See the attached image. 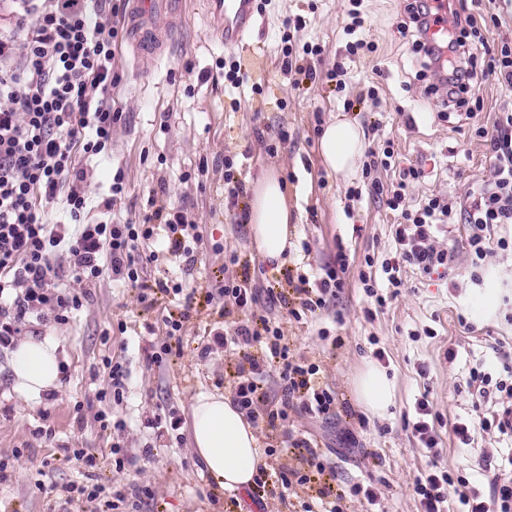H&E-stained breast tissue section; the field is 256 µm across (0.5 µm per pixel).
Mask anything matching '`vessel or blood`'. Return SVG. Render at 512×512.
Returning a JSON list of instances; mask_svg holds the SVG:
<instances>
[{
  "instance_id": "obj_1",
  "label": "vessel or blood",
  "mask_w": 512,
  "mask_h": 512,
  "mask_svg": "<svg viewBox=\"0 0 512 512\" xmlns=\"http://www.w3.org/2000/svg\"><path fill=\"white\" fill-rule=\"evenodd\" d=\"M174 0H131L128 16L130 43L140 58L151 60L165 50L178 26L172 13ZM212 11L223 20L224 46H239L257 20L255 0H210Z\"/></svg>"
}]
</instances>
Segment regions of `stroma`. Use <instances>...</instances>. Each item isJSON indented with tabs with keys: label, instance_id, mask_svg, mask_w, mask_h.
Masks as SVG:
<instances>
[{
	"label": "stroma",
	"instance_id": "1",
	"mask_svg": "<svg viewBox=\"0 0 512 512\" xmlns=\"http://www.w3.org/2000/svg\"><path fill=\"white\" fill-rule=\"evenodd\" d=\"M345 0H265L257 26L246 44L228 50L216 31L220 25L193 0L175 39L162 56L143 65L129 45L116 51L121 82L115 99L123 112L114 129L112 155L97 164L89 186L92 202L109 193L115 174L126 192L112 210H99L96 220L111 224L142 221L153 208L180 209L199 237L191 260L168 254L163 236L142 243L143 253L156 254L148 267L193 290L196 302L171 354L153 361L166 337L165 322L178 312L182 297L157 295L154 304L140 302L138 291L103 273L92 285L69 280L63 291L80 298L66 323L40 324L42 337L58 346L61 364L57 390L29 399L14 389L12 353L0 351V512H89L86 501L74 500L75 486H105L123 494L117 512H288L280 500L255 503L249 492L216 486L192 450L191 406L202 392L229 394L234 358L223 349L200 358L212 331H228L216 305L206 304L223 275H234L225 257L237 253L255 270L258 287H274L291 295L288 274L308 272L334 262L337 251L349 261L345 286L333 311L291 328L297 353L320 357L327 381L336 393V416L328 422L299 420L300 429L315 432L342 481L380 479L383 512H417L409 485L418 470L437 461L453 475H468L484 452L502 448L497 433H480L472 447L455 440V418L473 416L467 387L469 370L491 359L492 348L512 349V253L489 244L482 284L471 279V257L465 248L466 225H448L441 245L457 250L455 270L445 278L424 277L406 269L404 288L386 306L376 307L358 280L366 256H380L391 246L393 217L377 199L351 200L348 186L361 175L342 181L321 164L316 126L342 115L355 123L365 149L393 139L403 157L422 161L425 177L411 189L413 201L450 195L464 200L491 179L492 167L477 124L492 125L512 93L497 83L481 86L484 110L478 119L436 117L439 98L425 96L424 82L410 39L397 25L403 18L400 0H363L361 11L375 53L349 63L350 79L337 88L326 78L345 57L348 22ZM303 16L305 26L293 33L295 50L318 44L323 52L316 80L289 76L281 70V35L288 19ZM234 59L247 77L232 88L224 81V62ZM378 83L376 96L367 93ZM261 86L254 94L252 86ZM233 159L234 176L252 187L268 171L280 173L288 193L294 237L298 244L283 267L270 270L258 255L248 222L227 204L224 161ZM497 300L486 307L484 295ZM341 345H334V337ZM386 352L376 361L375 349ZM458 352L448 359V349ZM122 358L127 379L120 401L102 399L110 388L111 357ZM379 365L394 386L385 415L367 412L357 397L356 380L369 365ZM426 374H419V365ZM428 395L440 417L439 456L422 448L406 418L416 398ZM109 409L126 422L124 431H102L96 415ZM177 418L179 429L151 427L154 418ZM367 427H359V418ZM352 433L357 443L343 444ZM120 444L131 464L117 467L113 444ZM96 459L95 467L78 460V452Z\"/></svg>",
	"mask_w": 512,
	"mask_h": 512
}]
</instances>
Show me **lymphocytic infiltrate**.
Here are the masks:
<instances>
[{"instance_id":"obj_1","label":"lymphocytic infiltrate","mask_w":512,"mask_h":512,"mask_svg":"<svg viewBox=\"0 0 512 512\" xmlns=\"http://www.w3.org/2000/svg\"><path fill=\"white\" fill-rule=\"evenodd\" d=\"M10 30L0 31V347L17 345L27 326L35 321H66L77 298L60 294L71 276L94 282L103 270L113 280L137 288L141 302L154 293L181 294L179 284L151 279L145 274L150 256L138 248L141 241L166 233L167 251L173 257L192 254L188 223L181 211L158 208L139 224H106L92 220L88 210L89 159L109 154L112 132L121 122L113 90L120 82L115 67L116 50L123 38L118 16L119 0H11ZM405 19L398 25L412 38L421 67L439 71L444 82L427 85L425 94L441 98L437 117L463 112L476 118L484 103L476 96L478 83L492 79L512 88V44L490 46L483 31L499 25L498 15L478 16L463 0L448 4V38H428L438 8L433 0H406ZM493 165V177L466 201L430 195L409 205L411 184L424 176L421 166L398 168L393 141L368 151L363 163V187H352L349 198L370 190L394 214L392 246L383 259L366 258L359 281L367 296L385 304L380 291L403 284L402 273L413 268L421 275L450 273L456 267L455 248L439 242L449 224L469 228L467 247L473 269H480L489 242L512 251V236L498 235L512 225V113H497L492 126H477ZM397 170L390 184L378 179L379 171ZM62 203L71 221L49 224L46 208ZM348 261L337 252L334 264L323 274L299 276L292 300L274 288L259 290L254 272L243 269L225 278L220 294L222 316L238 313L232 333H215L212 344L201 347L208 357L213 345L235 356L230 386L234 403L266 438L268 460L254 477V492L270 487L302 491L304 512H346L347 502L376 505L373 481L343 483L321 443L312 435L290 430L293 417L328 420L336 414V394L319 363L294 353L286 324L306 323L316 312L329 309L344 286ZM285 305V319L256 312L259 298ZM503 374L492 377L482 366L470 370L473 399L491 404L488 416L458 419L452 428L462 445L476 433L496 431L512 438V361ZM279 376L280 396L269 397L265 384L270 372ZM286 441L297 460L283 467L279 441ZM478 478L452 476L438 464L419 471L411 484L417 512H512V454L497 458L482 454Z\"/></svg>"}]
</instances>
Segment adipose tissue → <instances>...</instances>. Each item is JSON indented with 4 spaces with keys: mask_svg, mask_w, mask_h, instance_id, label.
I'll list each match as a JSON object with an SVG mask.
<instances>
[{
    "mask_svg": "<svg viewBox=\"0 0 512 512\" xmlns=\"http://www.w3.org/2000/svg\"><path fill=\"white\" fill-rule=\"evenodd\" d=\"M319 154L329 174L349 179L363 154L360 128L336 116L322 131ZM249 224L261 259L271 266L282 265L295 244L288 195L276 173H267L253 185ZM12 372L15 388L23 395L37 398L56 390L60 379L56 344L36 337L23 340L14 352ZM356 389L360 402L374 414L384 413L393 397L386 374L372 365L358 376ZM191 429L193 450L218 485L241 491L252 486L262 451L254 428L231 399L198 395Z\"/></svg>",
    "mask_w": 512,
    "mask_h": 512,
    "instance_id": "obj_1",
    "label": "adipose tissue"
}]
</instances>
